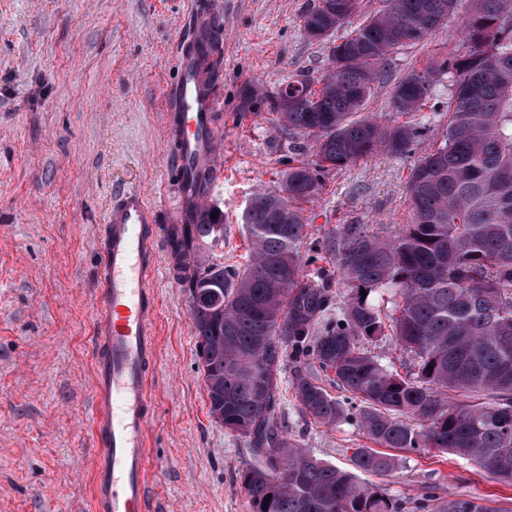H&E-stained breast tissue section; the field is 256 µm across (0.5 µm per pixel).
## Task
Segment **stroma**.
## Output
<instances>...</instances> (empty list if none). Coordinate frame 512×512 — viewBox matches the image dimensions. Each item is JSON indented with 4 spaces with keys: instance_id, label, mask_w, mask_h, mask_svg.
Segmentation results:
<instances>
[{
    "instance_id": "1",
    "label": "stroma",
    "mask_w": 512,
    "mask_h": 512,
    "mask_svg": "<svg viewBox=\"0 0 512 512\" xmlns=\"http://www.w3.org/2000/svg\"><path fill=\"white\" fill-rule=\"evenodd\" d=\"M212 0H0V512H89L94 450L91 405L95 277L104 215L114 196L140 191L161 236L152 281L158 349L147 444L152 512H253L239 475L257 464L247 438L209 416L190 317L189 291L172 273L165 237L178 178L163 132L164 95L176 56ZM212 58L219 167L207 203L224 234L201 242L205 264L244 263L242 216L259 192L278 195L290 164H314L310 138L285 134L263 101L240 108L245 84L274 95L295 78L320 82L329 46L307 39L301 16L314 0H221ZM472 0L420 44L389 57L367 110L390 127L393 79L435 57L464 52L461 23ZM448 98L410 157L386 143L356 163L324 172L305 204L300 251L336 273L334 245L347 227L391 237L412 221L408 181L415 159L440 138ZM295 365L282 372L288 436L336 466L369 441L354 416L327 426L295 397ZM370 483L405 501L425 487L512 512V486L450 455L401 452Z\"/></svg>"
}]
</instances>
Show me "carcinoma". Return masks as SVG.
<instances>
[{"label": "carcinoma", "instance_id": "cac0c4a2", "mask_svg": "<svg viewBox=\"0 0 512 512\" xmlns=\"http://www.w3.org/2000/svg\"><path fill=\"white\" fill-rule=\"evenodd\" d=\"M458 2L385 0L350 30L359 0L309 7L301 27L310 40L331 41L329 73L318 89L288 83L267 108L282 130L315 140V163L288 168L285 196H253L243 218L246 264L178 268L189 295L216 291L190 305L191 320L208 367L209 413L224 410V428L249 438L258 457L240 475L254 512H494L433 489L409 508L362 481L395 471L385 448L450 453L512 485V25L501 22L512 0H473L462 27L470 49L394 82L390 151L412 153L428 126L423 109L444 83L448 124L412 165L413 223L389 240L346 230L334 256L349 298L314 337L332 293L322 269L309 282L301 274L313 263L300 252L301 204L318 193L323 172L371 153L381 127L366 106L387 58L439 29ZM214 212L204 208L172 234L176 256L224 234ZM384 336L411 355L403 371L361 348ZM290 361L304 364L292 387L307 415L334 425L350 404L381 450L356 449L343 470L288 440L280 376ZM315 366L334 375L343 399L321 385Z\"/></svg>", "mask_w": 512, "mask_h": 512}]
</instances>
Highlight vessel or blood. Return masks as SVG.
<instances>
[{
    "mask_svg": "<svg viewBox=\"0 0 512 512\" xmlns=\"http://www.w3.org/2000/svg\"><path fill=\"white\" fill-rule=\"evenodd\" d=\"M179 77L167 92L164 129L176 151L178 204L170 229L183 227L205 198L192 179L217 167L218 136L211 90L196 74L194 56L177 55ZM157 234L142 194L122 192L104 224L95 295V347L89 416L95 451L92 512H149L147 437L154 416L149 391L157 340Z\"/></svg>",
    "mask_w": 512,
    "mask_h": 512,
    "instance_id": "b4317fda",
    "label": "vessel or blood"
}]
</instances>
